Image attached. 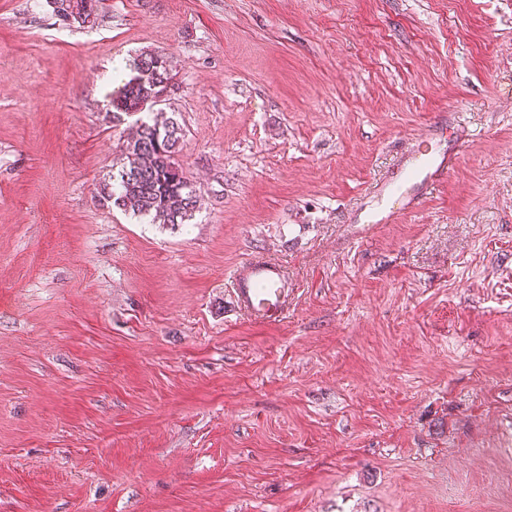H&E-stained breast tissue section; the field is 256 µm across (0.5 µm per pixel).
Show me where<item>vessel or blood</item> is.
<instances>
[{
    "instance_id": "obj_1",
    "label": "vessel or blood",
    "mask_w": 512,
    "mask_h": 512,
    "mask_svg": "<svg viewBox=\"0 0 512 512\" xmlns=\"http://www.w3.org/2000/svg\"><path fill=\"white\" fill-rule=\"evenodd\" d=\"M427 149L397 152L386 174L369 193L373 205L357 218L361 224H392L416 211L454 170L469 141V132L459 120L429 129ZM232 304L238 313L260 324L287 319L290 288L287 267L266 255H254L229 274Z\"/></svg>"
}]
</instances>
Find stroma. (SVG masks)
<instances>
[{
	"mask_svg": "<svg viewBox=\"0 0 512 512\" xmlns=\"http://www.w3.org/2000/svg\"><path fill=\"white\" fill-rule=\"evenodd\" d=\"M0 0V512H512V0ZM172 59L159 224L115 62ZM471 142L347 223L437 117ZM263 253L285 321L234 309ZM53 6V13L60 20H68V16L71 13L72 3L84 6L87 11L85 18L81 21V24H87V26L93 27L98 22L97 13V0H51ZM50 1V2H51ZM450 120L428 130L430 149L408 148L396 153L386 174L369 189L373 205L350 224H393L416 211L424 198L432 194L454 170L469 141V132L456 112ZM449 128V129H448ZM454 135L456 151L448 153L441 145ZM170 119L141 123L126 145L128 164L119 173L116 190L105 184L101 192L124 210L175 225L189 220L197 196L176 162L183 135L179 124ZM230 294L238 313L260 324L282 322L290 309L288 268L266 255H254L230 271Z\"/></svg>",
	"mask_w": 512,
	"mask_h": 512,
	"instance_id": "stroma-1",
	"label": "stroma"
}]
</instances>
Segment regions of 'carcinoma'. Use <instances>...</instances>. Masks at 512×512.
<instances>
[{
	"instance_id": "1",
	"label": "carcinoma",
	"mask_w": 512,
	"mask_h": 512,
	"mask_svg": "<svg viewBox=\"0 0 512 512\" xmlns=\"http://www.w3.org/2000/svg\"><path fill=\"white\" fill-rule=\"evenodd\" d=\"M53 13L66 21L72 5L86 10L83 24L98 22L97 0H52ZM132 75H119L121 88L112 97L114 118L145 110L150 99L162 98L170 89L171 62L157 53H141L130 64ZM182 128L168 118L141 123L126 145L128 164L119 173L117 188L104 185V199L139 216L162 224H183L196 209V192L184 181L176 162Z\"/></svg>"
}]
</instances>
